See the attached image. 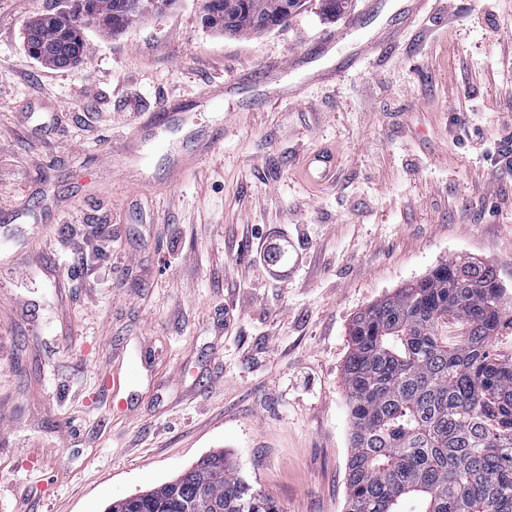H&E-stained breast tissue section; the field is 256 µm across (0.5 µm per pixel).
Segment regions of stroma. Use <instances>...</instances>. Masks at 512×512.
<instances>
[{
	"label": "stroma",
	"instance_id": "1",
	"mask_svg": "<svg viewBox=\"0 0 512 512\" xmlns=\"http://www.w3.org/2000/svg\"><path fill=\"white\" fill-rule=\"evenodd\" d=\"M57 2L0 0V512H104L217 450L280 512H344L354 317L452 257L492 264L512 317V174L491 166L512 0H430L398 48L315 85L235 79L366 0L332 21L307 0L236 36L177 0L118 35L88 28L67 69L21 42ZM279 84L298 99L274 100ZM164 102L176 147L224 131L176 182L155 150L117 162ZM317 149L334 177L313 187ZM85 233L99 254H74ZM261 244L287 262L259 265Z\"/></svg>",
	"mask_w": 512,
	"mask_h": 512
}]
</instances>
